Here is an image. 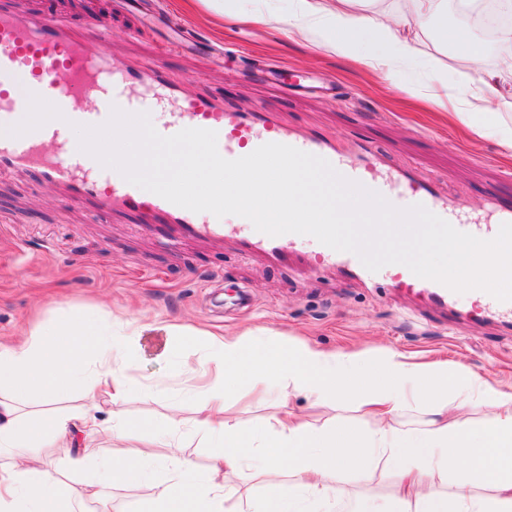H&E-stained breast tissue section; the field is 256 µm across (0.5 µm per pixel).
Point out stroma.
Masks as SVG:
<instances>
[{"mask_svg": "<svg viewBox=\"0 0 512 512\" xmlns=\"http://www.w3.org/2000/svg\"><path fill=\"white\" fill-rule=\"evenodd\" d=\"M22 9L62 19L69 34L94 52L130 66L159 60L185 94L209 93L247 110L263 103L282 122L314 130L345 147L366 140L382 170L411 165L440 180L453 204L480 212L486 194L512 204V157L494 138L449 117L448 106L418 101L419 87L456 96L471 72L466 52L424 36L420 54L395 84L380 80L307 36L271 37L215 16L202 0H18ZM89 200L39 186L34 175L0 176V338L54 325L71 315L122 319L140 334L127 376L140 393L125 406L128 420L191 421L195 398L177 383L178 350L171 324L199 325L229 335L252 332L259 358L292 343L327 350L393 348L414 361H458L486 378L512 382V330L496 320L468 323L399 290L367 288L338 270L311 269L307 242L291 244L288 260L243 253L233 241H181L142 230L136 214L95 216ZM312 424L341 421L368 428L355 405L315 402L285 387L261 398L246 383L224 382L226 415L245 432L266 430L282 407ZM148 480L108 488V512H140L153 495ZM328 512L387 506L391 478L376 471L351 481Z\"/></svg>", "mask_w": 512, "mask_h": 512, "instance_id": "obj_1", "label": "stroma"}]
</instances>
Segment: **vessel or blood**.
Masks as SVG:
<instances>
[{"instance_id":"b4317fda","label":"vessel or blood","mask_w":512,"mask_h":512,"mask_svg":"<svg viewBox=\"0 0 512 512\" xmlns=\"http://www.w3.org/2000/svg\"><path fill=\"white\" fill-rule=\"evenodd\" d=\"M22 75L27 76L28 86L24 94L17 95L11 85ZM90 100L96 103L91 111L85 108ZM151 106L167 114L166 122L156 127L159 134L171 136L186 128L215 131L218 151L229 160L240 158L245 148L253 151L266 143L284 144L327 160L343 177L380 194L395 207L423 205L456 229L478 238L493 239L502 224L512 223V206L500 204L493 196L485 198L491 221L474 218L457 210L435 184L415 171L380 176L378 158L367 147L357 144L342 151L327 139L282 124L265 107L239 112L226 108L218 98L186 95L160 64L128 70L110 55L90 52L58 22L21 12L13 0H0V175L32 172L40 183L64 187L70 198L96 201L102 211H134L147 223L169 226L177 241L223 239L226 228L222 219L179 207L127 182L117 170L102 166L62 136L73 123H105L112 108L136 114ZM20 118L25 121L23 133L3 136V129ZM297 239L294 233L270 236L251 227L241 245L249 253L283 258L287 243ZM319 255L323 263L338 266L346 276L375 288L403 290L442 307L455 297L446 286L406 268L372 272L354 253H339L325 245L320 246ZM467 315L474 319L492 316L510 326L512 301L503 302L483 292Z\"/></svg>"}]
</instances>
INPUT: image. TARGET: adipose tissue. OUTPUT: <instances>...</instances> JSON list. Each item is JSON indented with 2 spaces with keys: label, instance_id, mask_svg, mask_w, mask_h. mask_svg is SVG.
Here are the masks:
<instances>
[{
  "label": "adipose tissue",
  "instance_id": "obj_1",
  "mask_svg": "<svg viewBox=\"0 0 512 512\" xmlns=\"http://www.w3.org/2000/svg\"><path fill=\"white\" fill-rule=\"evenodd\" d=\"M245 2L207 0V5L217 15L246 18L275 32L308 34L316 45L388 81L417 57L425 32L442 44L465 48L475 77L454 98L453 114L512 150V127L498 120L500 107L512 101V27L500 30L499 62L488 69L469 29L449 25L448 0H397L386 9L380 0H291L273 18L246 9ZM169 334L193 338L196 344L193 353L180 358L184 380L202 368L243 379L262 396L277 394L286 380L318 401H356L371 415L372 426L365 431L316 426L287 412L271 432L247 435L225 418L224 394L214 387L199 395L194 419L216 447L208 473H200L183 455V423L174 418L156 429L168 450L165 457L122 449L139 428L123 421L112 429L111 458L90 466L71 450L99 428L94 409L100 396H108L116 415L134 396L121 350L138 333L69 316L50 330L0 339V512H73L56 467L20 465L28 453L42 448L69 456L82 475L84 497L99 502L113 481L167 467L168 476L155 484L146 512H225L226 502L236 495V479L259 462L287 465L290 482L274 497L246 500L237 512H323L329 498L342 493L346 475L362 479L379 467L397 481L389 512H512L511 388L497 387L461 365L417 364L393 349L367 354L301 344L248 363L244 337L214 335L190 325L171 326ZM72 393L83 399V407L57 409L56 401ZM411 394L429 400L434 417L416 431L397 429L389 417ZM36 399L42 409L24 412V405ZM476 401L492 409L491 418L480 423L462 418ZM447 475L453 478L451 491H437L436 479ZM484 481L492 489L487 497L474 492Z\"/></svg>",
  "mask_w": 512,
  "mask_h": 512
}]
</instances>
